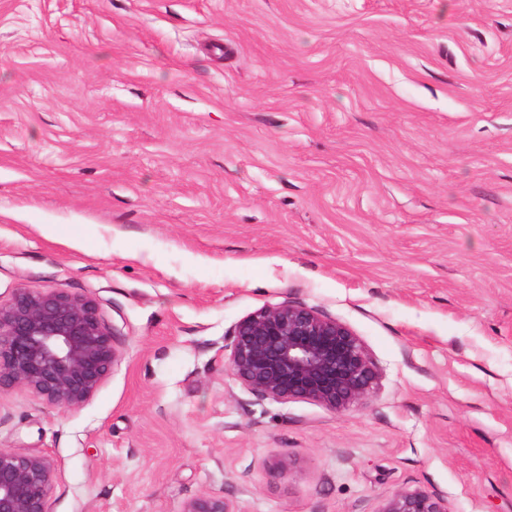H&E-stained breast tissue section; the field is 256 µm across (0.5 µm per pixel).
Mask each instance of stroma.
Returning a JSON list of instances; mask_svg holds the SVG:
<instances>
[{
	"label": "stroma",
	"instance_id": "stroma-1",
	"mask_svg": "<svg viewBox=\"0 0 512 512\" xmlns=\"http://www.w3.org/2000/svg\"><path fill=\"white\" fill-rule=\"evenodd\" d=\"M19 288L118 329L82 406L0 391V448L56 464L48 512H512V0H0ZM287 302L360 338L366 404L228 370ZM377 512H449L448 501L424 490H399L381 502ZM181 512H238L233 503L222 496L203 494L187 502Z\"/></svg>",
	"mask_w": 512,
	"mask_h": 512
}]
</instances>
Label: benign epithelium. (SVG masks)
<instances>
[{
	"instance_id": "1",
	"label": "benign epithelium",
	"mask_w": 512,
	"mask_h": 512,
	"mask_svg": "<svg viewBox=\"0 0 512 512\" xmlns=\"http://www.w3.org/2000/svg\"><path fill=\"white\" fill-rule=\"evenodd\" d=\"M113 336L93 299L19 288L0 303V390L19 386L52 407H77L118 362ZM224 349L229 371L263 398L306 399L341 413L366 404L377 385L373 364L351 329L303 304L250 313L235 325ZM54 480L51 457L0 448V512H47ZM182 512L237 510L222 496L203 494ZM376 512H448V501L424 490H399Z\"/></svg>"
}]
</instances>
